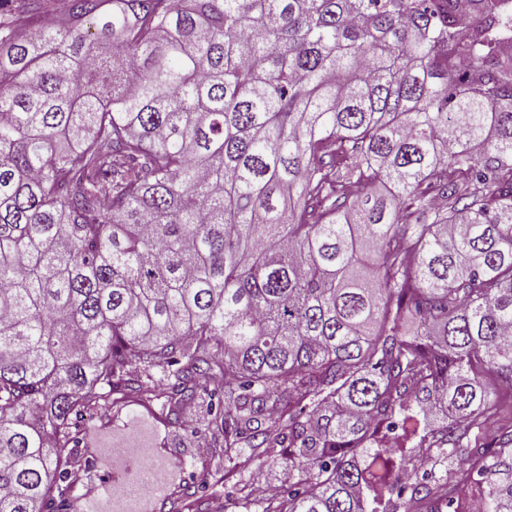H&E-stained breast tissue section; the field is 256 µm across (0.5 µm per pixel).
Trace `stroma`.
Instances as JSON below:
<instances>
[{
  "mask_svg": "<svg viewBox=\"0 0 512 512\" xmlns=\"http://www.w3.org/2000/svg\"><path fill=\"white\" fill-rule=\"evenodd\" d=\"M84 439L73 449L77 477L70 498L85 512H161V505L132 483L144 467L162 464L171 488L205 485L207 505L224 499V454L209 446L207 430L188 435L166 426L160 407L129 403L84 425Z\"/></svg>",
  "mask_w": 512,
  "mask_h": 512,
  "instance_id": "obj_1",
  "label": "stroma"
}]
</instances>
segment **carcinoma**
I'll use <instances>...</instances> for the list:
<instances>
[{
  "instance_id": "1",
  "label": "carcinoma",
  "mask_w": 512,
  "mask_h": 512,
  "mask_svg": "<svg viewBox=\"0 0 512 512\" xmlns=\"http://www.w3.org/2000/svg\"><path fill=\"white\" fill-rule=\"evenodd\" d=\"M495 2L458 45L455 0H0V512H62L80 419L162 397L206 402L224 512H512V433L472 447L512 387Z\"/></svg>"
}]
</instances>
